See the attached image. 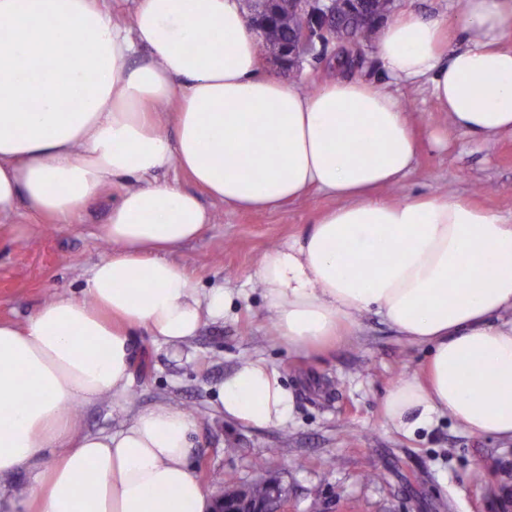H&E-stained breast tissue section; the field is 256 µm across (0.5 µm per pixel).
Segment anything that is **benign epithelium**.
I'll return each mask as SVG.
<instances>
[{
  "label": "benign epithelium",
  "instance_id": "benign-epithelium-1",
  "mask_svg": "<svg viewBox=\"0 0 512 512\" xmlns=\"http://www.w3.org/2000/svg\"><path fill=\"white\" fill-rule=\"evenodd\" d=\"M248 2L251 29L262 38L270 37L264 59L284 72L298 69L305 57L323 59L331 46L346 53L352 65H360L370 43L358 42L351 33V25L362 24L373 34L396 8V0H378L373 11L366 13L356 10L361 0H290L295 26L288 38L276 39L272 18L278 12L280 0H260L258 5L254 0ZM269 485L273 495L266 500L253 498L247 485H227L215 499L212 512H283L286 500L278 496L279 482L271 480Z\"/></svg>",
  "mask_w": 512,
  "mask_h": 512
}]
</instances>
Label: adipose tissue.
<instances>
[{
  "label": "adipose tissue",
  "instance_id": "adipose-tissue-1",
  "mask_svg": "<svg viewBox=\"0 0 512 512\" xmlns=\"http://www.w3.org/2000/svg\"><path fill=\"white\" fill-rule=\"evenodd\" d=\"M457 24L465 46L451 52L445 22L405 12L381 26L380 73L429 83L473 140L512 134V0H460ZM417 150L403 103L377 81L304 91L263 73L240 0H139L126 22L98 0H0V219L23 206L68 224L112 197L110 249L79 295L0 321V481L34 472L24 512H210L194 415L159 404L84 435L76 417L127 393L138 330L177 348L238 309L240 293L199 287L172 257L213 220L203 193L245 211L312 190L338 199L254 272L278 339L316 349L379 313L429 348L422 377L389 390L390 425L412 435L445 415L512 440V224L462 199H382ZM170 169L194 191L158 181ZM218 401L266 428L294 399L247 360Z\"/></svg>",
  "mask_w": 512,
  "mask_h": 512
}]
</instances>
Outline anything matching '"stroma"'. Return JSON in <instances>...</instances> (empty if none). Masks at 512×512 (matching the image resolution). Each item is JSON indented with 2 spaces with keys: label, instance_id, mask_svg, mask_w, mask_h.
<instances>
[{
  "label": "stroma",
  "instance_id": "35a3bbf8",
  "mask_svg": "<svg viewBox=\"0 0 512 512\" xmlns=\"http://www.w3.org/2000/svg\"><path fill=\"white\" fill-rule=\"evenodd\" d=\"M388 90L411 109L419 141L401 193L461 197L511 220L512 134L469 141L449 130L428 85L392 83ZM201 201L213 222L174 258L202 285L240 290L241 308L206 322L179 352L138 332L128 395L85 406L83 431L119 429L128 412L165 403L197 417L193 464L203 483L218 490L232 471L243 483L279 480L288 489V512H308L314 500L320 512H493L499 484L512 478L511 441L470 433L446 417L411 437L385 420L389 389L420 372L427 347L410 344L373 312L328 347L298 352L274 337L252 274L267 250L303 235L335 199L313 191L256 213L224 208L206 195ZM107 219L104 201L74 224L20 211L15 221L29 232L0 239V319L25 323L48 300L78 290L106 252L99 227ZM249 358L264 359L293 394L286 425L256 428L216 411L215 386ZM268 448L278 456L256 469V457ZM476 469L477 483L470 479ZM371 471L382 479L367 481Z\"/></svg>",
  "mask_w": 512,
  "mask_h": 512
}]
</instances>
